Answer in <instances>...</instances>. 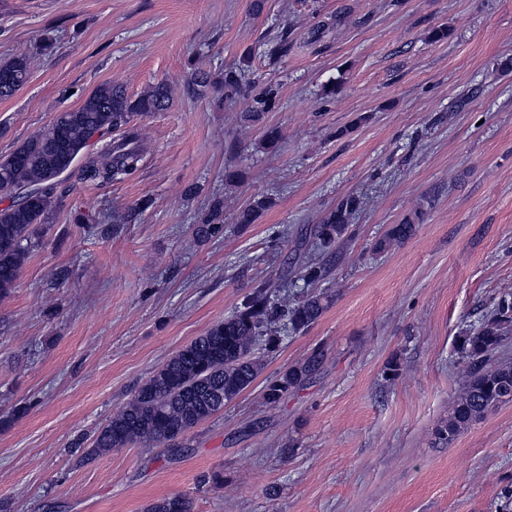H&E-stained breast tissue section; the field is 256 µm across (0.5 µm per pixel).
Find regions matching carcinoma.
Here are the masks:
<instances>
[{
  "mask_svg": "<svg viewBox=\"0 0 512 512\" xmlns=\"http://www.w3.org/2000/svg\"><path fill=\"white\" fill-rule=\"evenodd\" d=\"M32 57L21 52L0 62V99H8L28 81ZM171 89L159 83L131 97L124 85L104 82L76 109L61 112L51 125L0 158V187H35L38 192L22 202L0 209V300L9 297L31 250L32 226L45 224L57 207L52 174L71 155L81 154L100 134V151L85 157L81 177L90 182H117L136 169L142 160L140 134L131 128L119 141H110L112 131L128 124L134 112H162L169 106ZM259 198L240 210L239 224H252L266 209ZM365 206L356 195L344 197L322 223L310 229L316 250L330 253L343 240L357 212ZM392 224L375 244L384 252L416 232L415 219ZM328 270L320 263L302 267L290 287L303 282L307 288L323 280ZM331 296L323 292H293L283 296L269 283L258 281L236 311L210 327L203 335L176 352L139 386L125 406L95 433L89 456L119 448H183L186 436L197 425L224 410L258 377L265 354L280 337L299 333L314 324L327 309ZM512 293L505 292L460 332L455 352L462 365L465 384L448 418L435 429L438 443H453L473 423L489 412L512 402ZM327 354L315 348L304 359L288 366L269 380L263 397L274 406L317 376ZM145 512H195L194 500L172 494L150 503Z\"/></svg>",
  "mask_w": 512,
  "mask_h": 512,
  "instance_id": "cac0c4a2",
  "label": "carcinoma"
}]
</instances>
